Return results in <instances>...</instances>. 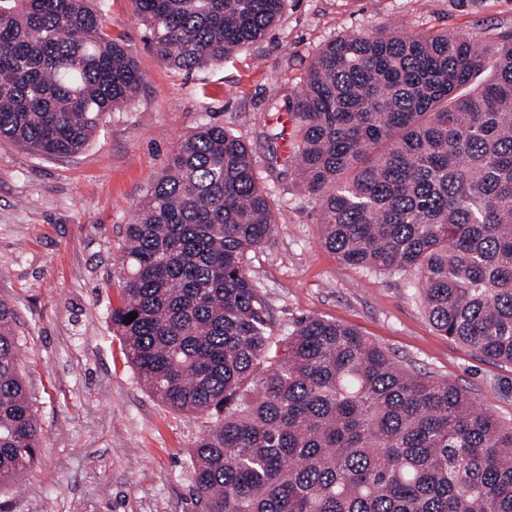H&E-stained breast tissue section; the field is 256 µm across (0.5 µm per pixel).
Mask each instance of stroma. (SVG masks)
<instances>
[{"label":"stroma","mask_w":512,"mask_h":512,"mask_svg":"<svg viewBox=\"0 0 512 512\" xmlns=\"http://www.w3.org/2000/svg\"><path fill=\"white\" fill-rule=\"evenodd\" d=\"M94 5L145 76L135 101L75 155L0 140V300L17 316L40 438L34 466L0 490V512H197L190 455L203 425L140 384L111 312L126 225L179 142L208 123L245 141L272 194L276 230L249 267L273 331L308 316L354 326L512 420V365L440 335L406 278L322 247L319 204L298 194L286 162L288 103L328 41L383 29L491 41L512 27V0H286L261 41L189 73L160 59L131 0Z\"/></svg>","instance_id":"1"}]
</instances>
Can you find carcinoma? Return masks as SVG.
Wrapping results in <instances>:
<instances>
[{
    "instance_id": "obj_1",
    "label": "carcinoma",
    "mask_w": 512,
    "mask_h": 512,
    "mask_svg": "<svg viewBox=\"0 0 512 512\" xmlns=\"http://www.w3.org/2000/svg\"><path fill=\"white\" fill-rule=\"evenodd\" d=\"M285 0H132L160 58L194 71L263 39ZM89 0H0V139L82 151L145 83ZM322 245L414 275L430 324L512 364V28L385 30L320 49L288 104ZM126 225L112 326L148 392L207 425L200 512H512V423L358 330L310 316L272 334L250 255L276 224L245 142L183 139ZM136 313L131 320L128 315ZM0 301V488L39 451Z\"/></svg>"
}]
</instances>
